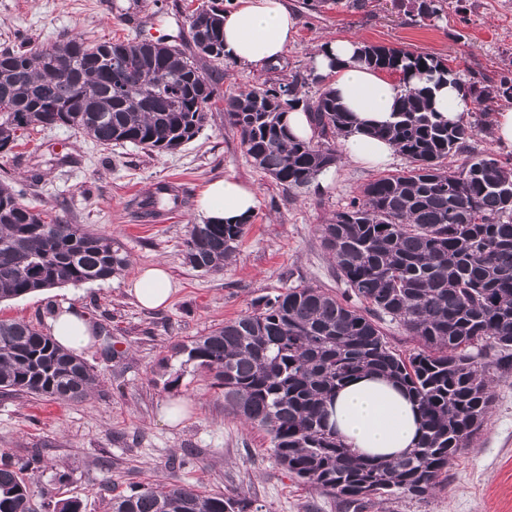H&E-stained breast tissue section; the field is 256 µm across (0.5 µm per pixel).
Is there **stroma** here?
Returning <instances> with one entry per match:
<instances>
[{
	"instance_id": "obj_1",
	"label": "stroma",
	"mask_w": 512,
	"mask_h": 512,
	"mask_svg": "<svg viewBox=\"0 0 512 512\" xmlns=\"http://www.w3.org/2000/svg\"><path fill=\"white\" fill-rule=\"evenodd\" d=\"M207 0H0V48H41L80 35L91 41L176 39L192 10ZM441 18L412 21L393 0H285L298 33L284 54L290 68L308 69L319 44L332 37L405 48L447 58L467 80L497 79L512 62V0H448ZM205 77L239 87L271 85L281 70L207 58ZM395 155L384 171L339 161L328 184L286 191L255 168L236 130L215 113L205 129L176 150L150 153L130 143L102 147L65 126L37 128L0 153V180L27 202L71 224L111 236L130 262L106 282L37 291L0 302V318L50 333L48 307L70 305L96 327L80 356L97 373L82 400L60 402L0 394V454L25 458L39 450L34 512L57 501L81 512H112L114 497L169 483L210 493L240 492L263 512H512V372L495 379L492 409L469 447L451 461L445 482L424 499L399 493L346 505L315 491L278 464L265 430L224 410V394L177 344L251 312L255 301L311 285L356 303L337 278L320 241V226L381 173L406 167ZM233 178L253 186L257 211L235 258L223 271L203 272L185 259L191 225L203 223L198 199L206 185ZM157 196L158 217H143L142 200ZM163 264L172 296L162 309L143 308L130 292L137 274ZM111 336L116 356L101 351ZM180 403L177 424L161 410ZM191 453L185 467L174 457Z\"/></svg>"
}]
</instances>
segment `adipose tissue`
<instances>
[{"label": "adipose tissue", "instance_id": "obj_1", "mask_svg": "<svg viewBox=\"0 0 512 512\" xmlns=\"http://www.w3.org/2000/svg\"><path fill=\"white\" fill-rule=\"evenodd\" d=\"M296 25L284 0H239L224 13V53L243 65L278 63ZM358 48V41L351 38L329 39L313 54L311 66L353 116L354 124L343 141L345 156L358 165L382 168L392 161L395 148L368 130L394 121L407 79L355 63ZM257 205L253 188L224 178L203 190L200 211L207 220L235 223L249 219ZM132 292L142 306L155 309L165 306L172 288L164 268L157 266L138 275ZM92 333V324L74 312L52 323L57 342L74 352L88 345ZM326 412L339 439L363 458L402 455L420 434L416 404L402 386L382 376L351 380L327 401Z\"/></svg>", "mask_w": 512, "mask_h": 512}]
</instances>
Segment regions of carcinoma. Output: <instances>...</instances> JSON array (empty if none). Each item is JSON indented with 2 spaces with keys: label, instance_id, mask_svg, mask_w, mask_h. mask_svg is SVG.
Returning a JSON list of instances; mask_svg holds the SVG:
<instances>
[{
  "label": "carcinoma",
  "instance_id": "carcinoma-1",
  "mask_svg": "<svg viewBox=\"0 0 512 512\" xmlns=\"http://www.w3.org/2000/svg\"><path fill=\"white\" fill-rule=\"evenodd\" d=\"M445 4L418 0L415 17H440ZM223 14L214 0L197 9L179 44L73 37L0 51V152L16 145L20 130L63 125L101 145L128 142L164 153L222 112L257 168L286 190L309 185L339 159L336 144L349 131L350 112L312 70L244 90L204 77L195 57L228 61ZM355 62L418 78L405 87L396 121L373 131L409 166L369 182L320 229L337 277L362 306L310 285L291 287L177 345L224 390L225 409L268 431L281 466L345 503L396 491L429 494L483 426L492 405L490 370L512 366V167L469 150L474 135L493 136L487 118L512 103V78L459 81L480 117L450 123L435 110L430 87L457 76L445 59L363 42ZM311 85L318 86L313 96ZM299 106L317 130L312 140L288 130L286 115ZM245 231L244 222L192 225L187 262L224 270ZM127 265L111 238L44 218L0 182V301L107 280ZM384 317L415 336L420 350L395 353L378 323ZM362 373L393 380L417 403L422 433L399 458L355 456L327 423V401ZM95 385L81 357L29 323L0 319V393L75 401ZM40 464L37 453L20 463L0 455V512H33L30 474ZM112 512L262 506L241 493L171 484L119 495Z\"/></svg>",
  "mask_w": 512,
  "mask_h": 512
}]
</instances>
